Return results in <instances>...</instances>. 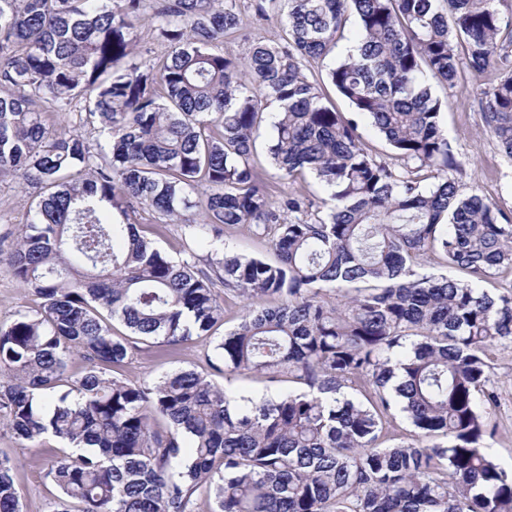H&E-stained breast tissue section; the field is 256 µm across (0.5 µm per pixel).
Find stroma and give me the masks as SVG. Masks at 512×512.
<instances>
[{"label": "stroma", "mask_w": 512, "mask_h": 512, "mask_svg": "<svg viewBox=\"0 0 512 512\" xmlns=\"http://www.w3.org/2000/svg\"><path fill=\"white\" fill-rule=\"evenodd\" d=\"M241 34L225 40L224 52L237 57L245 56L251 42L258 38L282 35L285 25L280 19L255 20L245 15ZM499 78L490 73L481 80L461 77L454 87H446L437 79L428 84L434 96L443 102L441 127L448 137L463 169L455 178L463 193H475L512 209V163L499 152L490 133L485 129L480 101ZM256 162L264 172L268 192L277 196L293 190L310 194L314 203H322L325 193L314 177L291 182L274 170L265 148H258ZM33 189L17 176L0 178V249L9 250L19 228L25 224ZM213 339H193L175 347H142L132 359L119 368L120 377L132 383L160 377L178 369H195L211 373L208 357L213 353ZM491 362L496 373L499 405L492 415L497 433L489 440V451L503 467H512V343L494 347ZM215 383H223L221 374L211 373ZM63 444L54 437L43 439L38 449L19 448L14 436L0 431V454L15 461L14 481L21 495L22 512H50L58 490L46 473L49 465L62 454Z\"/></svg>", "instance_id": "1"}]
</instances>
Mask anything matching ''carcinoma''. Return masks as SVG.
<instances>
[{
  "label": "carcinoma",
  "mask_w": 512,
  "mask_h": 512,
  "mask_svg": "<svg viewBox=\"0 0 512 512\" xmlns=\"http://www.w3.org/2000/svg\"><path fill=\"white\" fill-rule=\"evenodd\" d=\"M495 2L250 0L287 33L239 59L218 45L242 30L241 0H0V176L37 189L0 263L39 299L0 321V428L22 449L46 436L71 449L47 472L53 512H195L203 485L210 512H512V468L486 445L489 353L512 342V290L483 288L512 270V211L448 176L462 163L426 85L512 60V13ZM132 18L162 57L136 51ZM352 21L356 52L327 67L345 113L305 69ZM481 106L512 161V75ZM48 108L72 123L46 124ZM363 119L401 167L363 143ZM267 124L271 164L313 175L324 212L262 187ZM140 210L155 233L179 224L208 248L245 225L275 259H172L132 220ZM430 253L467 279L422 271ZM225 296L246 304L211 368L302 389L253 397L196 370L112 374L142 344L211 335ZM73 355L88 366L63 391ZM397 412L410 430L394 443ZM13 469L0 455V512H22Z\"/></svg>",
  "instance_id": "1"
}]
</instances>
